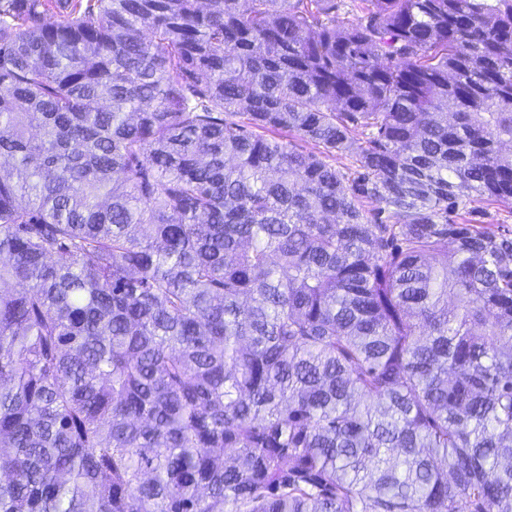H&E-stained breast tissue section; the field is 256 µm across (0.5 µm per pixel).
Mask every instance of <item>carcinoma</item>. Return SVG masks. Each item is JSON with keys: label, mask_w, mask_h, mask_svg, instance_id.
I'll use <instances>...</instances> for the list:
<instances>
[{"label": "carcinoma", "mask_w": 512, "mask_h": 512, "mask_svg": "<svg viewBox=\"0 0 512 512\" xmlns=\"http://www.w3.org/2000/svg\"><path fill=\"white\" fill-rule=\"evenodd\" d=\"M352 2L0 0V512H512V0ZM224 117L226 119H228L229 121H234L240 125L245 126L250 131H254L256 133H261V134H264L267 136L273 135V136L280 138L286 142H290V144L293 147H295L299 150H303L305 152H314L318 155H325V154L320 153L323 151L322 148H318L315 145L302 140L299 136H297L293 133L291 134L288 132H279L277 134H271V133L262 132V130H258L256 128L250 127L248 124L247 115H245V114H239V113L229 114L228 113V114H224ZM475 213L470 218L495 233H512L510 207L497 202H483L474 205Z\"/></svg>", "instance_id": "1"}]
</instances>
